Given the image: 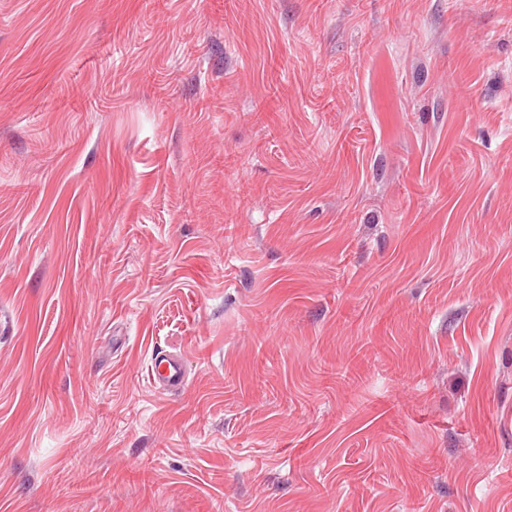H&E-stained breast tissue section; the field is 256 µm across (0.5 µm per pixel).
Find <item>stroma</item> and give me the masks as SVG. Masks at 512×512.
<instances>
[{
    "mask_svg": "<svg viewBox=\"0 0 512 512\" xmlns=\"http://www.w3.org/2000/svg\"><path fill=\"white\" fill-rule=\"evenodd\" d=\"M0 512H512V0H0ZM148 377L162 393L181 391L186 384L182 360L165 354L157 355L149 369Z\"/></svg>",
    "mask_w": 512,
    "mask_h": 512,
    "instance_id": "obj_1",
    "label": "stroma"
}]
</instances>
